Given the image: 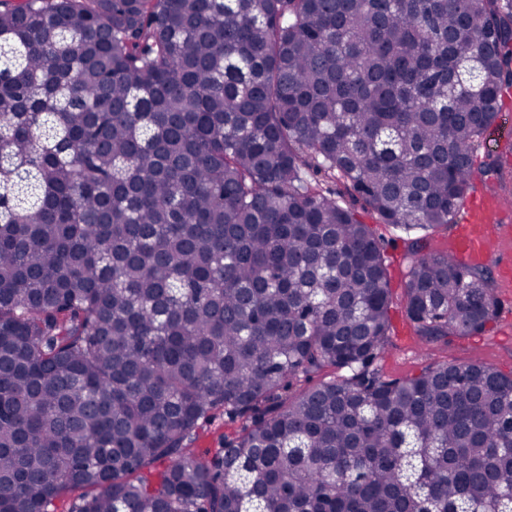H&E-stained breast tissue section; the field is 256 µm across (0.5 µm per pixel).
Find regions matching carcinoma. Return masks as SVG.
<instances>
[{"label": "carcinoma", "mask_w": 512, "mask_h": 512, "mask_svg": "<svg viewBox=\"0 0 512 512\" xmlns=\"http://www.w3.org/2000/svg\"><path fill=\"white\" fill-rule=\"evenodd\" d=\"M507 97L512 0H0V512H512V374L374 368L357 214L416 336L483 335L431 240ZM358 215L364 223L372 224L377 229L378 234L382 236L391 286L394 288L395 296L399 298L402 294L408 262L406 243L403 239L405 236L384 224H375L373 216L360 209ZM236 426L228 421L225 422L224 415L217 414L199 425L187 448H190L196 456H211L217 448H222L224 435L231 436L235 433Z\"/></svg>", "instance_id": "1"}]
</instances>
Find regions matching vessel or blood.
<instances>
[{
    "label": "vessel or blood",
    "mask_w": 512,
    "mask_h": 512,
    "mask_svg": "<svg viewBox=\"0 0 512 512\" xmlns=\"http://www.w3.org/2000/svg\"><path fill=\"white\" fill-rule=\"evenodd\" d=\"M502 207L494 197L477 193L466 202L467 217L457 225L449 242L450 253L467 264L484 265L493 258L492 245L498 235V227L490 216Z\"/></svg>",
    "instance_id": "1"
}]
</instances>
